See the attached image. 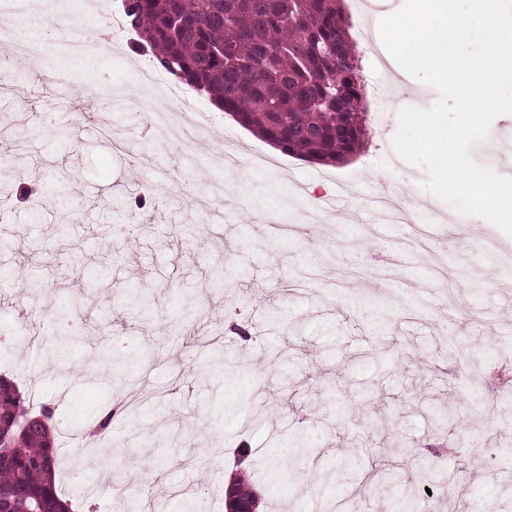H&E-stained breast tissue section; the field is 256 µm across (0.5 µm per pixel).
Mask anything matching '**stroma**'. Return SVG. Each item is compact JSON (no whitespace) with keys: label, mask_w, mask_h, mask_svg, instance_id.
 I'll return each instance as SVG.
<instances>
[{"label":"stroma","mask_w":512,"mask_h":512,"mask_svg":"<svg viewBox=\"0 0 512 512\" xmlns=\"http://www.w3.org/2000/svg\"><path fill=\"white\" fill-rule=\"evenodd\" d=\"M131 43L102 46L77 59L46 56L5 85L0 141V375L21 363L22 392L38 389L53 413L59 458L71 461L60 486L93 489L97 512H180V494L207 491L210 512H226L224 490L244 475L259 495L257 512H403L369 480L379 458L415 468L438 444L480 451L462 465L437 462L465 487L432 494L408 489L430 512H512V386L470 378L512 356V237L484 219L455 216L423 188L427 173L391 150L396 106L366 98L369 142L348 163L323 166L278 151L202 98L193 114L208 135L194 152L155 142L152 99L140 98ZM66 71L63 86L55 72ZM58 113L69 140L38 126ZM496 147L472 150L479 163L512 172V115L496 118ZM241 163L226 167L216 143ZM83 195L58 198L61 177ZM403 187L419 203L425 251L400 255L410 228L354 208ZM343 194L332 219L323 198ZM102 224L136 225L134 241L103 240ZM43 282L36 297L29 279ZM137 286L153 299L148 320L129 315ZM195 308L184 311L182 295ZM79 297L82 330L68 356L40 342L58 299ZM281 304L288 321L271 319ZM242 320L249 340L226 333ZM137 357L127 392L133 409L104 441L128 447L110 473L94 464L100 448H74L81 432L115 397L103 383V349ZM222 361L208 378L198 364ZM452 411L439 426L433 411ZM304 429L314 467L300 468L288 440ZM280 461L273 485L259 479ZM352 484L318 481L337 461Z\"/></svg>","instance_id":"stroma-1"}]
</instances>
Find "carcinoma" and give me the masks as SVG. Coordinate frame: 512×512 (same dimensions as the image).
<instances>
[{"mask_svg": "<svg viewBox=\"0 0 512 512\" xmlns=\"http://www.w3.org/2000/svg\"><path fill=\"white\" fill-rule=\"evenodd\" d=\"M122 7L138 51L278 150L336 166L365 146L361 67L339 0H122ZM129 296V309L148 319V296L136 288ZM76 307L72 299L57 302L55 319H71ZM32 409L0 377V425L17 434ZM126 411L113 405L97 431ZM57 469L54 435L45 428L25 440L12 464L0 465V501L19 512H70Z\"/></svg>", "mask_w": 512, "mask_h": 512, "instance_id": "obj_1", "label": "carcinoma"}]
</instances>
